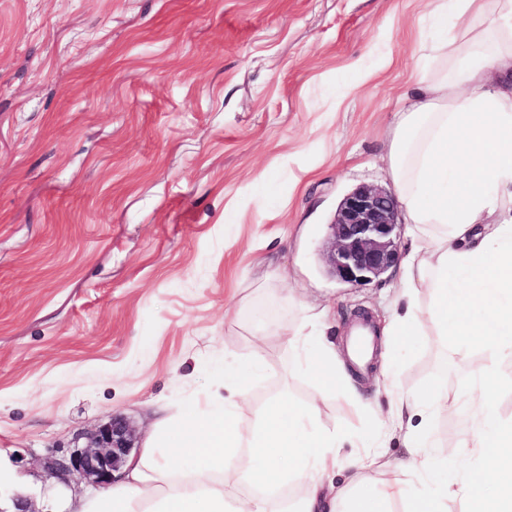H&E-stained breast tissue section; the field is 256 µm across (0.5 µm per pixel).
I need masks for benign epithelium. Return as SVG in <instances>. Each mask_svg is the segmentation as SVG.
Listing matches in <instances>:
<instances>
[{
    "label": "benign epithelium",
    "mask_w": 512,
    "mask_h": 512,
    "mask_svg": "<svg viewBox=\"0 0 512 512\" xmlns=\"http://www.w3.org/2000/svg\"><path fill=\"white\" fill-rule=\"evenodd\" d=\"M398 214L396 198L384 188L361 186L347 194L330 224L323 252L328 272L352 285L382 276L398 259ZM82 439L83 448L51 462L50 477L64 484L72 479L95 486L111 484L134 448V430L124 417L114 416Z\"/></svg>",
    "instance_id": "7a95c632"
}]
</instances>
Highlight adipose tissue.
Returning a JSON list of instances; mask_svg holds the SVG:
<instances>
[{"label": "adipose tissue", "mask_w": 512, "mask_h": 512, "mask_svg": "<svg viewBox=\"0 0 512 512\" xmlns=\"http://www.w3.org/2000/svg\"><path fill=\"white\" fill-rule=\"evenodd\" d=\"M432 3L447 68L441 74L421 69L396 115L387 168L411 247L382 333L405 346L427 322L444 341L479 336L492 354H512V0ZM424 291L432 297L426 311L419 305ZM322 326L321 314L305 304L298 325L284 336L317 385L307 407L273 397L259 424L242 436L236 417L265 359L257 350L244 366L226 354L224 394L181 418H158L140 454L76 512H266L253 496L227 500L225 484L290 482L306 487L295 512H336L340 501L347 512H391V503L405 495L406 477L417 475L427 485L408 512H447L452 499L461 501V512H512V422L499 416L491 361L472 369L459 398L439 385L404 393L396 371L387 369L388 414L409 458L399 466L401 478L372 496H352L380 451L343 456L340 437L319 423L346 363ZM460 408L472 425L456 455L476 465L456 486L431 466L425 449L435 411ZM242 450L254 462L250 469L238 463ZM339 472L346 479L338 484Z\"/></svg>", "instance_id": "obj_1"}]
</instances>
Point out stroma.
Returning a JSON list of instances; mask_svg holds the SVG:
<instances>
[{"label":"stroma","mask_w":512,"mask_h":512,"mask_svg":"<svg viewBox=\"0 0 512 512\" xmlns=\"http://www.w3.org/2000/svg\"><path fill=\"white\" fill-rule=\"evenodd\" d=\"M430 0H0V486L34 512L97 495L57 483L78 434L126 417L143 447L158 408L206 405L211 365L265 339L242 433L265 402L300 406L313 379L273 333L299 300L329 307L344 343L358 313L381 318L399 267L367 285L321 253L343 197L391 187L383 160L401 94L433 64ZM477 338L428 325L389 348L406 392L484 364ZM375 373L348 372L361 408L323 407V427L384 445L374 487L406 456L379 440ZM437 415L427 454L468 428Z\"/></svg>","instance_id":"stroma-1"}]
</instances>
